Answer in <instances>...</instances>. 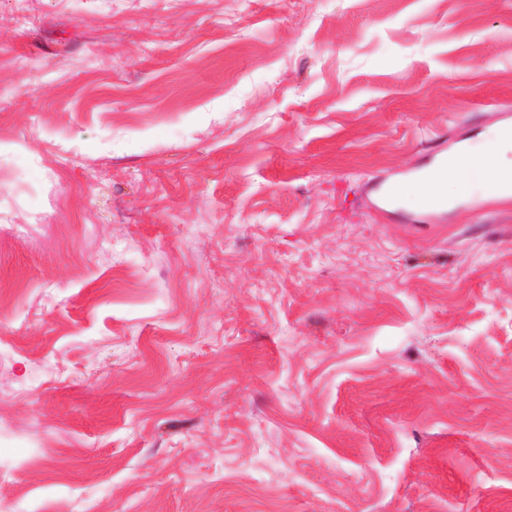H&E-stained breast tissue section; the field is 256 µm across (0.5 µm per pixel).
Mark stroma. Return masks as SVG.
<instances>
[{
  "mask_svg": "<svg viewBox=\"0 0 512 512\" xmlns=\"http://www.w3.org/2000/svg\"><path fill=\"white\" fill-rule=\"evenodd\" d=\"M512 0H0V502L512 512ZM492 134L488 140V153L497 157L499 168H484L480 170L477 179L474 178L470 183L471 186L479 184L494 197H498L495 194L497 193L496 181L498 173L500 170L512 172V159L506 157L507 152L512 151V138L499 139L492 136ZM459 146L449 153L447 150H437L424 167L409 168L397 181L380 183L376 196L378 207H395L403 211L409 209L427 217L447 213L448 198L458 188V184L448 175V158ZM409 185L415 187L412 195L404 192ZM450 185L454 187L452 191H448Z\"/></svg>",
  "mask_w": 512,
  "mask_h": 512,
  "instance_id": "stroma-1",
  "label": "stroma"
}]
</instances>
